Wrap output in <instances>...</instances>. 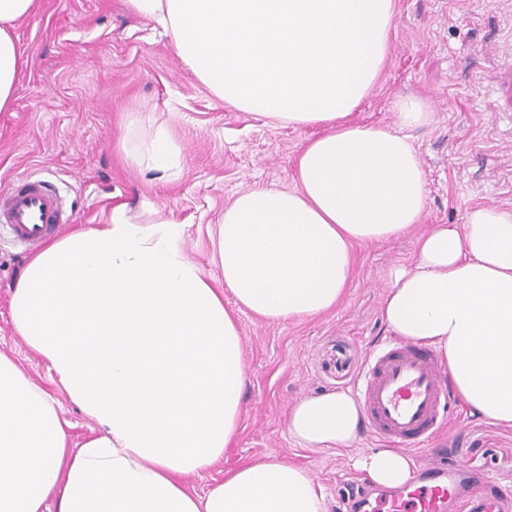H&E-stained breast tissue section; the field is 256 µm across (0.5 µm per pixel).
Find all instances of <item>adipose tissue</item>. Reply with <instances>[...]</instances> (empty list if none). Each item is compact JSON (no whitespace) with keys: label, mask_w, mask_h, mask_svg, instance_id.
<instances>
[{"label":"adipose tissue","mask_w":512,"mask_h":512,"mask_svg":"<svg viewBox=\"0 0 512 512\" xmlns=\"http://www.w3.org/2000/svg\"><path fill=\"white\" fill-rule=\"evenodd\" d=\"M160 27L176 59L217 99L273 126L313 127L293 188L256 185L225 206L213 239L224 291L186 254L185 224L110 223L45 245L13 289L14 332L100 428L69 444L55 400L0 353V512H328L309 471L284 457L246 463L197 493L239 428L246 377L238 316L272 323L333 310L353 247L418 224L426 174L407 131L432 120L396 103V128L353 113L388 60L397 0H125ZM41 0H0V110L22 54L13 36ZM127 162L170 179L181 169L171 126L133 112ZM232 293L234 307L224 304ZM395 336L433 347L471 413L512 427V208L478 206L462 225L416 240L382 305ZM364 422L347 391L305 394L288 411L301 447H353ZM360 468L395 488L412 461L379 449Z\"/></svg>","instance_id":"1"}]
</instances>
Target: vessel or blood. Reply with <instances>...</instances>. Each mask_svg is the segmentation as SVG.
<instances>
[{"label":"vessel or blood","instance_id":"vessel-or-blood-1","mask_svg":"<svg viewBox=\"0 0 512 512\" xmlns=\"http://www.w3.org/2000/svg\"><path fill=\"white\" fill-rule=\"evenodd\" d=\"M64 221L62 200L46 183L26 179L0 194V223L20 243L39 245ZM356 393L371 436L392 448H428L451 401L432 350L409 341L393 342L375 354ZM484 484L483 477H467L459 469L416 472L384 497L381 512H501L499 499L486 493Z\"/></svg>","mask_w":512,"mask_h":512}]
</instances>
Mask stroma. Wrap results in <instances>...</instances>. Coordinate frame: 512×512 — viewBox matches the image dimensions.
<instances>
[{
  "instance_id": "obj_1",
  "label": "stroma",
  "mask_w": 512,
  "mask_h": 512,
  "mask_svg": "<svg viewBox=\"0 0 512 512\" xmlns=\"http://www.w3.org/2000/svg\"><path fill=\"white\" fill-rule=\"evenodd\" d=\"M390 57L379 83L353 114L367 125L394 126L396 100L423 99L433 122L412 131L427 177L423 224H461L481 205L512 207V0H398ZM22 51L12 105L0 111V192L19 179L60 191L71 222L64 233L109 223L112 210L151 212L189 227L188 256L211 279L209 225L255 184L293 187L294 163L310 128L272 127L224 105L180 64L167 37L130 13L125 0H42L15 25ZM127 112L168 120L182 150L183 173L161 183L129 165L118 142ZM416 232L354 246V278L333 312L267 323L239 316L246 387L239 434L223 459L190 478L196 490L267 455L307 468L329 495V512H357L359 490L383 495L356 469L381 444L362 433L336 453L299 447L288 436L289 406L300 395L354 391L372 351L393 339L381 308L392 272L415 262ZM30 254L0 224V353L14 360L61 404L72 443L93 421L65 398L44 360L16 336L10 287ZM433 454L495 477L512 493V428L472 415L453 399Z\"/></svg>"
}]
</instances>
